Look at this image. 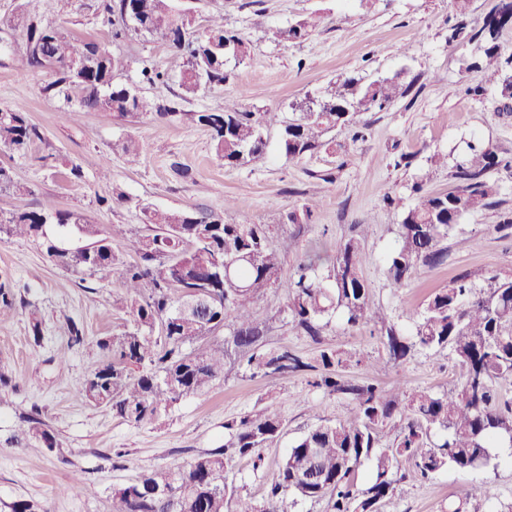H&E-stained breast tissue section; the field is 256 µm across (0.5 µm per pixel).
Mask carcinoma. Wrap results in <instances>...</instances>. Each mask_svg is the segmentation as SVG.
<instances>
[{"label":"carcinoma","instance_id":"carcinoma-1","mask_svg":"<svg viewBox=\"0 0 512 512\" xmlns=\"http://www.w3.org/2000/svg\"><path fill=\"white\" fill-rule=\"evenodd\" d=\"M136 0H113L111 13L169 43L186 57L179 86L194 96L202 85L229 81V59L244 60L251 43L224 30V19L208 20V34L195 36L186 29L173 0H149L143 12ZM512 26V0H498L494 11L470 38L482 43L480 58L467 68L486 70L502 83V111L512 105V55H503L501 31ZM19 36L11 43L18 62L30 69L56 62V79L43 87L47 95H77L79 110L111 112L120 118L150 114L151 104L126 85L113 83L123 67L92 39L78 40L62 25H51L33 12L17 18ZM309 20L273 32L280 42H296L308 34ZM88 53L94 63L76 75L67 65ZM402 94L398 77L368 84L354 76L336 81L327 97L305 105L299 116L281 121L275 112H247L224 101L222 112H185L183 119L211 131L216 156L226 166H238L259 157L266 141L264 130L280 125L284 154L293 159L324 146L323 137L337 127H364L368 112L385 109ZM38 137L26 113L0 110V147L24 153ZM500 166H512L489 145L471 147L468 159L456 168L459 186L445 194L413 186L416 203L403 214L397 243L388 256L393 284L402 286L420 265L444 258L442 239L467 213L489 205L497 193L487 175ZM150 233L128 239L126 252L140 258L128 262L112 250V240L125 234L123 225L104 230L89 224L76 211H61L51 204L0 214V234L26 236L47 259L81 274L110 269L126 291L128 325L118 334L97 342L107 360L77 384L94 405L112 408L113 414L138 424L169 410L181 397L208 390L225 371V351L204 346L209 335L229 322L233 341L243 352L239 366L253 375L284 379L311 364L288 351L260 348L262 330L252 303L265 290L283 289L292 322L313 339L320 321L341 310L346 324L369 320L384 322L362 276L365 254L361 239L351 238L335 255L316 251L299 266L296 275L280 281L283 255L263 224H232L193 212L154 209L146 212ZM75 227L88 243L64 250L61 241L48 237L46 226ZM447 349L462 368V379L452 391L433 395L407 394L400 387L388 390L376 383L355 384L339 374L348 366L345 352L322 351V373L311 385L345 395L352 414L338 422L313 425L288 448L276 479L265 496L255 500L236 492L226 475L241 461L261 466L260 447L280 433L282 420L269 402L239 419L224 423V444L199 455L186 465L166 466L141 475L112 495L111 512H295L300 503L327 501L328 512H379L396 484L423 481L452 467L470 473L487 466L490 450L503 440L512 444V400L498 388L512 386V276L494 275L478 287L466 275L454 278L426 303L409 336L386 329V350L391 360L405 359L415 346ZM11 441L53 450L56 441L48 426L33 416ZM392 444L382 443V433ZM370 467L371 482L360 489L354 473ZM468 498L494 508L495 495L485 483L470 486Z\"/></svg>","mask_w":512,"mask_h":512}]
</instances>
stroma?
<instances>
[{"instance_id":"35a3bbf8","label":"stroma","mask_w":512,"mask_h":512,"mask_svg":"<svg viewBox=\"0 0 512 512\" xmlns=\"http://www.w3.org/2000/svg\"><path fill=\"white\" fill-rule=\"evenodd\" d=\"M109 2L0 0V109L26 112L39 132L25 154L0 148V165L11 169L22 187L18 193L0 192V213L48 201L81 212L88 223L123 224L143 235L149 208L265 224L284 256L285 280L315 248L336 251L364 224L363 277L390 326L406 336L428 298L456 276L483 285L492 275H512V237L495 230L501 214L512 211V168L500 167L489 174L499 187L493 205L461 218L442 242L443 262L419 267L399 288L389 277L387 258L402 216L415 201V182L433 193L454 190L456 167L476 140L512 157V112L498 111L499 87L462 65L479 55V42L448 39L457 21L452 0H193L196 35H205L209 19L219 16L225 29L250 41L252 49L243 62H230L229 82L187 98L179 87L182 57L162 40L132 30L113 38ZM23 8L121 56L125 67L116 83L135 86L161 105V112L121 120L46 96L51 73L17 68L8 53L10 21ZM303 18L314 26L301 43L269 39V30ZM146 66L163 72L164 81L143 82ZM397 73L404 93L387 109L367 113L366 128L357 134L332 130L326 146L300 158L285 156L273 126L260 158L228 167L215 156L206 127L177 118L181 112L220 111L225 101L235 100L246 110L276 112L288 120L297 103L326 95L338 77L370 82ZM476 86L483 87L482 96L469 95ZM131 142L140 147L133 164L124 151ZM436 153L446 155L447 165H429ZM307 204L309 219L289 222V214ZM0 282L15 292L14 306L0 310V372L10 379L8 387H0V512H11L20 501L34 504L37 512H110L113 490L147 470L182 465L217 448L224 442L225 422L271 398L283 419L281 434L262 448L260 470L243 462L229 475L241 494L259 499L297 438L316 420L335 422L351 409L346 396L313 388L312 372L275 381L239 370L232 329L224 326L207 339L227 352L220 381L181 398L155 420L127 422L111 408L90 404L76 388L104 360L98 339L127 325L120 307L124 292L112 272L77 275L50 263L37 244L2 236ZM253 311L263 328L264 349H286L307 362L323 350L348 351L354 361L344 374L356 384L442 394L461 376L445 350L417 347L404 363L394 364L380 327L348 326L339 312L322 321L321 339L313 341L290 322L279 288L260 294ZM70 322L80 329L82 343L69 342ZM310 402L316 414L307 412ZM27 414L50 426L58 443L54 451L11 443ZM493 454L485 469L463 475L448 468L428 481L400 486L380 512H448L449 504L462 500L469 512H478L479 502L465 494L471 483L482 481L493 488L497 503L512 504V450L497 448ZM73 481L80 493H63Z\"/></svg>"}]
</instances>
